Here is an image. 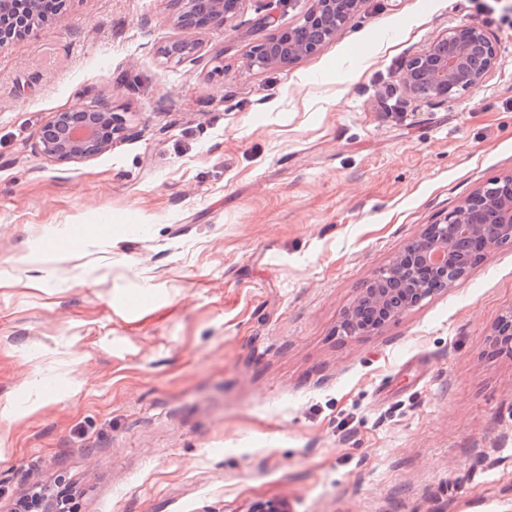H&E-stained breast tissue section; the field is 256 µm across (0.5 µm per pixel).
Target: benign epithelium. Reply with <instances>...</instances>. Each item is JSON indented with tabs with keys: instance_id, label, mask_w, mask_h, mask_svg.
I'll list each match as a JSON object with an SVG mask.
<instances>
[{
	"instance_id": "7a95c632",
	"label": "benign epithelium",
	"mask_w": 512,
	"mask_h": 512,
	"mask_svg": "<svg viewBox=\"0 0 512 512\" xmlns=\"http://www.w3.org/2000/svg\"><path fill=\"white\" fill-rule=\"evenodd\" d=\"M240 0H191L177 14V24L198 29L199 9L212 7L215 21L232 18ZM303 20L281 31L254 51L253 65L263 69L288 66L316 53L353 18L361 0H313ZM29 35L43 24L35 11L17 18L13 0H0V48L12 42L9 25ZM496 64V49L476 24H461L407 61L403 84L413 97L446 101L482 85ZM125 134L121 119L106 104L56 114L40 133L37 149L51 162L79 163L93 159ZM512 239V174L469 194L444 221L432 224L409 241L372 279L347 313L342 330L350 337L383 329L460 280L475 264L487 260L496 245ZM495 344L512 352V309L492 329ZM26 512H63L59 500L43 490Z\"/></svg>"
}]
</instances>
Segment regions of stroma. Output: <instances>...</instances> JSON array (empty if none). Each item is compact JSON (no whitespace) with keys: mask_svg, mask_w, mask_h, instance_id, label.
Segmentation results:
<instances>
[{"mask_svg":"<svg viewBox=\"0 0 512 512\" xmlns=\"http://www.w3.org/2000/svg\"><path fill=\"white\" fill-rule=\"evenodd\" d=\"M312 4L186 31L166 0H64L0 48V507L65 483L72 512H512V353L490 345L512 240L381 332L340 330L512 174V0H361L314 55L253 67ZM464 22L496 47L483 86L411 97L406 61ZM102 101L127 125L109 151L38 153Z\"/></svg>","mask_w":512,"mask_h":512,"instance_id":"35a3bbf8","label":"stroma"}]
</instances>
